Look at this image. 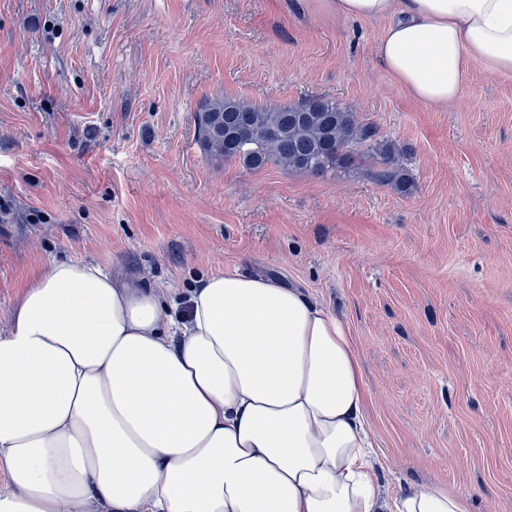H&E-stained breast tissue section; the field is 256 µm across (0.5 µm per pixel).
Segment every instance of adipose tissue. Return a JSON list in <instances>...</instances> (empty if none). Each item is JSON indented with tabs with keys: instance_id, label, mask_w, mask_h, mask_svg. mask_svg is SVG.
Instances as JSON below:
<instances>
[{
	"instance_id": "1",
	"label": "adipose tissue",
	"mask_w": 512,
	"mask_h": 512,
	"mask_svg": "<svg viewBox=\"0 0 512 512\" xmlns=\"http://www.w3.org/2000/svg\"><path fill=\"white\" fill-rule=\"evenodd\" d=\"M384 19L377 56L417 101L478 60L512 74V0H336ZM176 294L78 261L25 287L0 335V512H470L437 487L385 497L347 325L258 273Z\"/></svg>"
}]
</instances>
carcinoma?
Returning a JSON list of instances; mask_svg holds the SVG:
<instances>
[{
	"mask_svg": "<svg viewBox=\"0 0 512 512\" xmlns=\"http://www.w3.org/2000/svg\"><path fill=\"white\" fill-rule=\"evenodd\" d=\"M198 144L214 163L239 161L248 168L325 172L373 151L382 181L400 189L408 178L393 167L395 146L378 140L377 128L325 97L297 105H249L235 98H206L195 109Z\"/></svg>",
	"mask_w": 512,
	"mask_h": 512,
	"instance_id": "carcinoma-1",
	"label": "carcinoma"
}]
</instances>
